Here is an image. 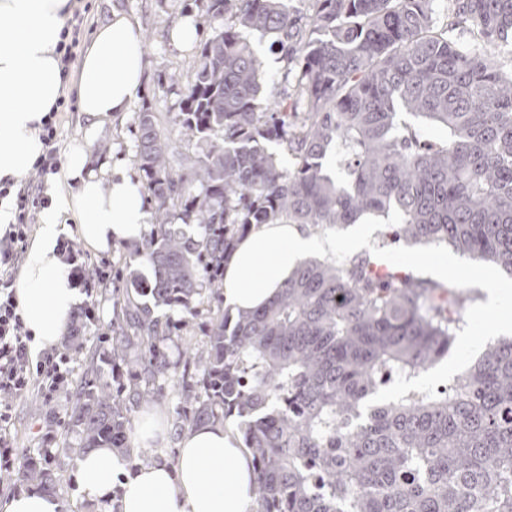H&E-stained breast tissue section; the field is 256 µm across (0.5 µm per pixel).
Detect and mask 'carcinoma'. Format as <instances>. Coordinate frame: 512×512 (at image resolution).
Instances as JSON below:
<instances>
[{"instance_id":"obj_1","label":"carcinoma","mask_w":512,"mask_h":512,"mask_svg":"<svg viewBox=\"0 0 512 512\" xmlns=\"http://www.w3.org/2000/svg\"><path fill=\"white\" fill-rule=\"evenodd\" d=\"M290 2L206 0L210 33L178 111L135 113L155 225L126 270L144 301H125L105 337L129 381L113 384L92 358L77 388L82 451L133 452L130 405L161 397L170 370L175 325L155 309L192 316L222 299L224 256L259 224L321 233L374 218L379 249L443 245L512 275V74L491 55L512 40V0H453L467 43L435 29L436 0H309L308 14ZM241 28L296 63L292 94L261 105L264 63ZM429 125L445 136L425 140ZM334 150L342 178L324 166ZM191 224L192 236L180 229ZM468 299L368 253L304 261L269 306L211 325L184 419H236L256 512H512V338L491 339L450 386L412 388L447 357ZM390 384L407 389L380 397ZM13 479L57 486L34 456Z\"/></svg>"}]
</instances>
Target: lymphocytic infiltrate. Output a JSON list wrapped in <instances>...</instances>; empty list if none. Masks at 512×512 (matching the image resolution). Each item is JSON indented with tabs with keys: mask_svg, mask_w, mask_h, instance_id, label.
I'll use <instances>...</instances> for the list:
<instances>
[{
	"mask_svg": "<svg viewBox=\"0 0 512 512\" xmlns=\"http://www.w3.org/2000/svg\"><path fill=\"white\" fill-rule=\"evenodd\" d=\"M75 109L73 98L59 97L54 107L41 120L39 138L43 153L33 164L23 184L0 183V198H12L15 221L0 235V424L8 422V402L26 393L36 379L46 380L49 391L55 392L68 380L69 358L64 354L47 353L32 360V335L26 328L17 304L14 275L25 249L31 224L40 208L48 202L42 188L47 175L61 167L57 146V116Z\"/></svg>",
	"mask_w": 512,
	"mask_h": 512,
	"instance_id": "f902f5d3",
	"label": "lymphocytic infiltrate"
}]
</instances>
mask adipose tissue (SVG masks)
I'll return each mask as SVG.
<instances>
[{"instance_id":"ef3b65f1","label":"adipose tissue","mask_w":512,"mask_h":512,"mask_svg":"<svg viewBox=\"0 0 512 512\" xmlns=\"http://www.w3.org/2000/svg\"><path fill=\"white\" fill-rule=\"evenodd\" d=\"M68 0H0V179H21L43 152L42 117L62 95L55 54ZM137 25L116 11L93 33L73 82L92 127L128 111L144 76ZM27 248L15 283L34 351L54 345L78 299L62 259L63 217L76 222L83 246L107 252L139 242L151 214L139 181L106 166L91 167L84 146L71 148ZM327 243L297 224H263L239 240L224 261V306L234 314L272 301L299 262ZM123 464L111 449L80 458L77 487L108 502ZM252 456L232 424L201 423L182 438L175 465L154 464L127 476L119 512H256Z\"/></svg>"}]
</instances>
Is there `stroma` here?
<instances>
[{
    "label": "stroma",
    "mask_w": 512,
    "mask_h": 512,
    "mask_svg": "<svg viewBox=\"0 0 512 512\" xmlns=\"http://www.w3.org/2000/svg\"><path fill=\"white\" fill-rule=\"evenodd\" d=\"M88 10L84 15L83 36L91 38L95 28L110 17L112 10H120L132 17L140 31V41L146 68L144 80L138 88L129 111L117 114L111 124L88 142L93 163L107 161L121 166L133 178L142 173L135 160L134 114L142 105L153 111L167 113L175 111L177 97L168 90V78L174 74L188 75L193 62L192 50H179L170 42V31L185 16L202 19L204 0H84ZM241 39L250 44L266 64L268 83L262 90L264 99H272L290 92L291 82L286 79L287 63L270 47L269 39L249 29H240ZM391 265L423 279H437L436 266L442 259L455 257L456 263L448 269L449 282L459 284L467 290H476V281L483 266L465 255H453L445 247H427L402 243L385 252ZM130 289L129 283L117 275H110L93 296H80L79 305L94 304L95 325L84 336L82 349H75L67 340H60L55 352L70 358L71 382L54 398L45 403L40 390H32L13 399L12 418L6 427L19 455L36 452L42 445L52 450L53 469L60 479L55 497L61 505L60 512H108L107 505L88 500L80 494L76 485L77 451L79 437L70 421V410L75 392L86 369L87 357H95L104 375L112 373V359L108 348L100 339L112 320L122 311L121 303ZM223 302L203 305L197 316L190 317L181 307H160V314L179 324L166 345L171 364L168 378L162 383L164 397L154 402L143 400L134 405L130 422L138 424L145 412L158 413L166 428L162 439L142 444V454H147L151 463L175 464L180 442L185 434L181 426L183 405L181 403V375L188 356H201L206 352L205 332L211 322L222 314ZM465 326L437 368L418 381L419 386L441 388L448 386L453 378L468 364L478 359L489 341L495 336L498 324L512 323V305L498 311L486 310L482 301L469 304L463 315Z\"/></svg>",
    "instance_id": "35a3bbf8"
}]
</instances>
